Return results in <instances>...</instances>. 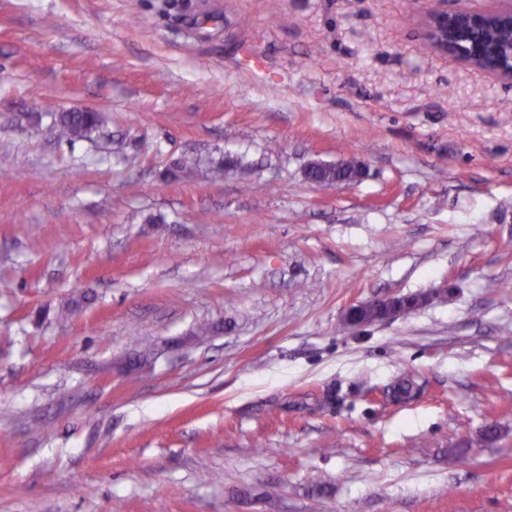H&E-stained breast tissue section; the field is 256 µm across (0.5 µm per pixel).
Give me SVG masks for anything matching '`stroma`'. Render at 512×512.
I'll use <instances>...</instances> for the list:
<instances>
[{"label":"stroma","instance_id":"35a3bbf8","mask_svg":"<svg viewBox=\"0 0 512 512\" xmlns=\"http://www.w3.org/2000/svg\"><path fill=\"white\" fill-rule=\"evenodd\" d=\"M511 7L0 0V512H512V81L421 26ZM76 112L57 111L52 105H47L34 125V129H42V120L49 121L46 130L55 134L58 139L69 143L90 139L103 124V116L98 112L87 109H73ZM86 111V112H85ZM353 160L346 161L345 166L340 169L333 167L317 169L314 173V180L324 187L332 186L339 179L354 180L357 176V170L354 167L355 161ZM402 297L403 296H389V297H386V298H383V299H376V300H372V301H368V302L352 305L346 311L345 322H346V324L348 326H351L347 322L348 315L350 314V312L352 310H354L355 308H358V307H376V306H383V305H385L386 307L389 308V312L383 318V320H393L395 318L401 317L402 316V309H401V306H400V302H403L405 304L407 302Z\"/></svg>","mask_w":512,"mask_h":512}]
</instances>
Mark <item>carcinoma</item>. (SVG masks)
<instances>
[{
	"instance_id": "cac0c4a2",
	"label": "carcinoma",
	"mask_w": 512,
	"mask_h": 512,
	"mask_svg": "<svg viewBox=\"0 0 512 512\" xmlns=\"http://www.w3.org/2000/svg\"><path fill=\"white\" fill-rule=\"evenodd\" d=\"M470 44L478 50L474 60L477 65L488 70L512 67V20L506 16L486 17L468 12L448 18V46L457 52ZM41 117L47 118V126H42L39 120L34 129L44 128L69 143L90 138L103 124V116L98 112H64L51 105L45 107ZM354 164L355 161L349 160L340 169L319 168L314 180L324 187L339 179L353 180L357 176Z\"/></svg>"
}]
</instances>
